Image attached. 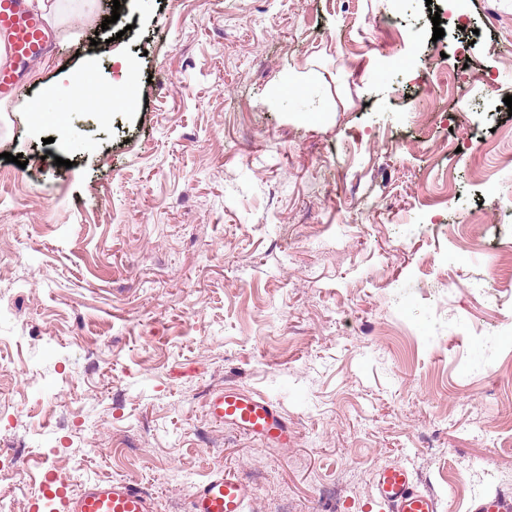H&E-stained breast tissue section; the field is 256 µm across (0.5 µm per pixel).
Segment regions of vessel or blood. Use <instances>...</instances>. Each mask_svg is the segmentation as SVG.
<instances>
[{
  "label": "vessel or blood",
  "mask_w": 512,
  "mask_h": 512,
  "mask_svg": "<svg viewBox=\"0 0 512 512\" xmlns=\"http://www.w3.org/2000/svg\"><path fill=\"white\" fill-rule=\"evenodd\" d=\"M57 34L44 19L29 13L22 0H0V97L13 96L18 81L12 61L44 54ZM210 416L235 430L266 440L276 447L293 440V429L282 412L265 398L246 392H218L207 402ZM253 487L236 476L216 473L194 487L187 512H243ZM373 499L383 512H439L435 494L417 489L409 470L400 464L378 469ZM33 512H158L156 496L132 479H105L73 489L49 482L32 503ZM471 512H512V495L474 497Z\"/></svg>",
  "instance_id": "b4317fda"
}]
</instances>
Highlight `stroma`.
Returning <instances> with one entry per match:
<instances>
[{
    "label": "stroma",
    "instance_id": "1",
    "mask_svg": "<svg viewBox=\"0 0 512 512\" xmlns=\"http://www.w3.org/2000/svg\"><path fill=\"white\" fill-rule=\"evenodd\" d=\"M53 26L0 100V433L28 484L185 512L227 471L262 512H372L402 464L439 512L512 494V0H68ZM122 71L131 106L33 126L47 87ZM233 387L293 442L212 422Z\"/></svg>",
    "mask_w": 512,
    "mask_h": 512
}]
</instances>
